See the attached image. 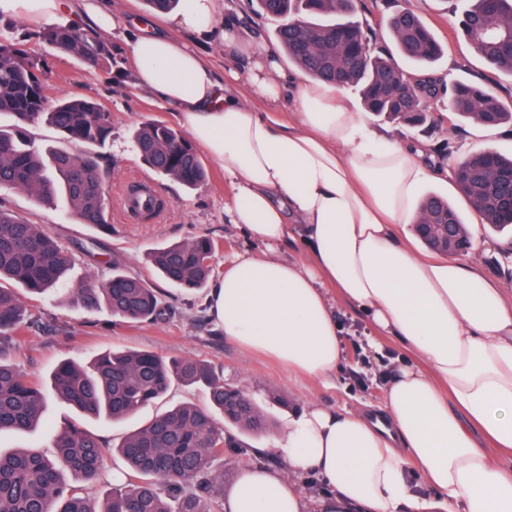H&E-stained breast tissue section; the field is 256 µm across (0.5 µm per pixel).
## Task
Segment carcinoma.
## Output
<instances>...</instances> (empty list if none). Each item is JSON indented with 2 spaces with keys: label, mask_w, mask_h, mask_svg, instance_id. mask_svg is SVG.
<instances>
[{
  "label": "carcinoma",
  "mask_w": 512,
  "mask_h": 512,
  "mask_svg": "<svg viewBox=\"0 0 512 512\" xmlns=\"http://www.w3.org/2000/svg\"><path fill=\"white\" fill-rule=\"evenodd\" d=\"M257 12L279 21L275 30L295 66L316 81L359 90L366 111L397 124L430 130L443 117L429 105L446 101L448 122L493 127L512 123V109L490 88L460 80L452 85L415 82L409 67L428 68L443 55L422 20L408 10L392 12L385 27L390 49L373 38L368 24L353 17L354 0H256ZM460 32L475 54L492 68L512 74V0H470ZM34 36L59 55L112 69V43L99 32L60 24ZM15 120L12 133L0 130V190H23L45 205L62 197L81 223L110 232L106 171L94 154L47 151L27 135L46 121L63 136L88 146L112 135L110 113L77 98L52 100L45 92L40 59L0 30V114ZM135 143L155 172L187 188L201 185L206 171L192 144L161 121L142 124ZM457 193L479 223L512 226V157L480 150L454 164ZM425 224H454L450 248H471L469 222L447 200L430 196L418 207ZM216 243L207 236L159 246L148 252L153 268L180 288H203L214 268ZM68 252L39 224L0 208V431L25 432L41 419L47 395L39 382L7 359L25 324L22 294L42 295L60 285ZM62 292L73 304L103 303L115 320L138 324L168 315L157 292L119 267L112 277L91 280ZM54 391L84 414L114 421L133 417L161 399L173 383L200 385L210 407L180 404L127 435L117 452L127 468V485L96 500L71 483L95 481L112 453L98 435L77 424L53 440L54 452L0 450V512H224V474L213 469L228 448L242 444L224 432L218 419L247 433L269 430L267 415L241 390L224 384L210 363L192 357L164 358L151 352L114 350L96 355L88 367L59 362L50 375ZM195 491H184L186 481Z\"/></svg>",
  "instance_id": "carcinoma-1"
}]
</instances>
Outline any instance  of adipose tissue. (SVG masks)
<instances>
[{
  "label": "adipose tissue",
  "mask_w": 512,
  "mask_h": 512,
  "mask_svg": "<svg viewBox=\"0 0 512 512\" xmlns=\"http://www.w3.org/2000/svg\"><path fill=\"white\" fill-rule=\"evenodd\" d=\"M104 2L0 0V13L123 32L133 89L170 106L223 166L234 223L265 247L226 262L211 291L225 338L297 379L330 382L345 359L337 296L405 351L380 407L311 401L293 413L275 445L286 470L243 469L227 512H305L295 479L312 473L339 508L512 512V292L475 260L401 237L417 222L421 189L447 166L423 144L388 137L335 87L284 72L266 45L242 42L221 0H180L164 16L167 35L128 25ZM211 42L240 51L250 93L288 101L294 123L234 94L200 50ZM295 238L306 262L278 254Z\"/></svg>",
  "instance_id": "ef3b65f1"
}]
</instances>
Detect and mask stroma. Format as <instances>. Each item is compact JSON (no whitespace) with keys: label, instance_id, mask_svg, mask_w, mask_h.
<instances>
[{"label":"stroma","instance_id":"stroma-1","mask_svg":"<svg viewBox=\"0 0 512 512\" xmlns=\"http://www.w3.org/2000/svg\"><path fill=\"white\" fill-rule=\"evenodd\" d=\"M355 16L379 24L389 13L406 9L416 14L445 47L444 56L431 73L448 80L467 78L480 81L512 106V75L495 71L475 56L457 32L458 23L448 10V0H357ZM13 27L15 36L40 58L43 79L53 97H76L96 102L109 112L112 136L94 152L109 178L106 191L110 200L108 221L111 232L96 231L78 222L63 202L42 206L24 192L0 191L5 209L33 224L43 225L72 259L63 283L75 286L84 280H103L113 265L143 278L160 295L169 316L157 323L125 324L113 319L107 308L75 307L54 294L24 297L27 326L19 347L10 359L21 370L38 378L48 377L54 366L68 359L86 364L96 354L112 350L150 351L162 356H191L211 363L224 376L227 385L241 389L274 420L270 433L255 437L241 434L243 454L228 455L214 464L224 474L225 487H232L242 469L253 466L278 468L283 461L273 448L288 423V414L304 400L313 399L331 409H355L365 403L377 404L383 398L381 368L364 350L366 327L360 316L343 299H336V317L345 340L346 359L330 385L297 381L287 369L267 358L240 350L225 339L211 317L207 299L209 287L188 291L169 284L146 263L149 249L181 242L199 235L212 238L217 249L212 257V284L224 278V263L244 250L261 251L240 225L234 224L226 210L232 190L224 179V170L207 153L199 158L207 171L203 185L189 190L181 184L153 172L141 159L133 137L141 123L160 120L173 129L181 124L168 106L130 86L131 64L124 40L112 35L114 61L111 71L94 68L80 60L61 57L32 39L36 26L10 16H0V28ZM455 154L490 149L512 156V125L483 127L459 123L450 135ZM145 181L166 198L168 208L160 215L132 219L123 196L131 182ZM473 235L484 247L476 255L482 270L512 289V229L494 231L475 223ZM102 239L104 250L95 257L86 256L82 243ZM191 403L207 406L204 389L173 384L160 401L141 411L138 418L125 423L83 417L64 400L50 397L40 424L27 432H0V448H35L50 452L55 433L64 425L76 423L115 445L155 413L168 407Z\"/></svg>","mask_w":512,"mask_h":512}]
</instances>
